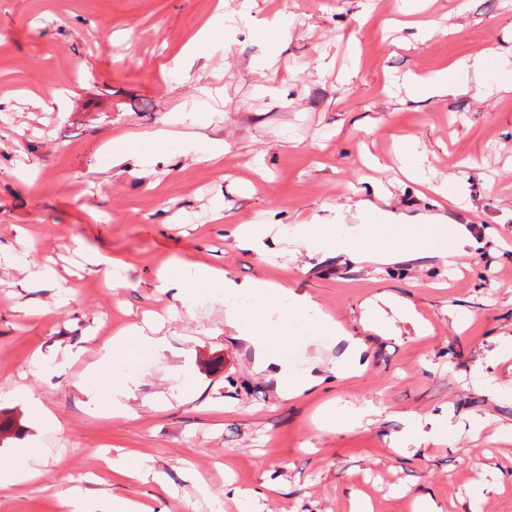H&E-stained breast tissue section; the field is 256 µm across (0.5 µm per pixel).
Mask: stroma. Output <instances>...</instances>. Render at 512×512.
Wrapping results in <instances>:
<instances>
[{
    "instance_id": "stroma-1",
    "label": "stroma",
    "mask_w": 512,
    "mask_h": 512,
    "mask_svg": "<svg viewBox=\"0 0 512 512\" xmlns=\"http://www.w3.org/2000/svg\"><path fill=\"white\" fill-rule=\"evenodd\" d=\"M0 0V461L35 447L42 478L0 491V512H63L60 489L141 502L147 512H512V91L470 76L466 93L391 89L512 40V0ZM222 21L224 43L198 44ZM179 139L148 140L159 128ZM223 145L202 159L190 138ZM418 138L433 180L461 182L466 208L405 178L394 153ZM130 138L112 165L107 140ZM465 224L478 242L456 271L437 258L382 263L300 247L266 263L231 224H361L377 212ZM110 260L111 278L89 259ZM190 261L238 282L308 294L321 317L366 336L356 375L328 371L343 345L309 322L292 371L325 381L285 398L224 323L223 293L192 311L156 274ZM387 294L427 326L362 328ZM164 320L158 356L127 346L95 387L79 385L115 333ZM135 380L132 414L91 401ZM39 398L58 426L37 422ZM377 408L355 428L351 408ZM332 410L334 420L318 416ZM427 417L429 440L406 418ZM123 457L127 470L108 463ZM206 482L210 496L198 491Z\"/></svg>"
}]
</instances>
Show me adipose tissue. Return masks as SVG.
<instances>
[{
    "label": "adipose tissue",
    "mask_w": 512,
    "mask_h": 512,
    "mask_svg": "<svg viewBox=\"0 0 512 512\" xmlns=\"http://www.w3.org/2000/svg\"><path fill=\"white\" fill-rule=\"evenodd\" d=\"M501 55L494 48H487L473 56L452 63L446 74H435L425 79L412 80L410 86L423 97L456 96L462 93L470 72L489 74L495 69ZM294 243L303 244L320 251L331 252L343 248L353 260H377L392 262L399 258L420 259L437 257L447 265H454L456 257L461 256L469 243L468 232L464 225L435 228L432 245L414 243L412 248L401 249L397 243L387 237L379 224H359L344 230L334 224H301L292 235ZM156 287L160 292H174L184 307H191L197 301V291L209 287L227 296H250L257 304L250 312L237 308L225 311V321L234 328L240 338L254 349L259 364L276 366L275 378L283 396L293 398L322 383L319 375L305 374L294 376L289 370L283 355L287 351L291 338L288 324L302 311L313 309L314 303L309 296L291 289L273 288L267 281L255 279L240 283L227 278L224 273L204 263H194L188 274L176 275L159 272ZM284 307L285 314L277 321H270L267 312L276 307Z\"/></svg>",
    "instance_id": "obj_1"
}]
</instances>
